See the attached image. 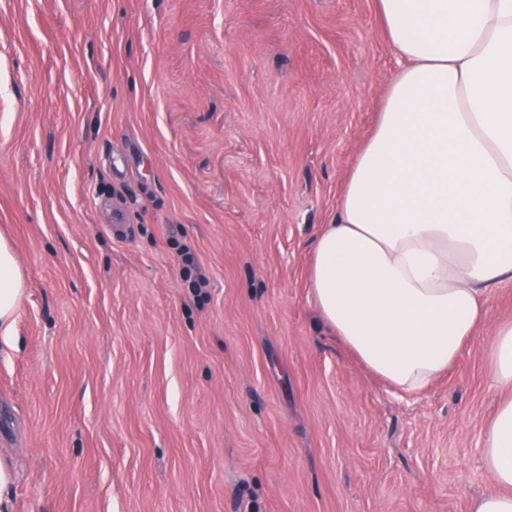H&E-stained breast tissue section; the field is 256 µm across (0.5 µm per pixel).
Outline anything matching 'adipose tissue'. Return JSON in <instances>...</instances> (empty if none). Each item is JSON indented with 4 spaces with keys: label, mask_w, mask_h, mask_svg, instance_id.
Listing matches in <instances>:
<instances>
[{
    "label": "adipose tissue",
    "mask_w": 512,
    "mask_h": 512,
    "mask_svg": "<svg viewBox=\"0 0 512 512\" xmlns=\"http://www.w3.org/2000/svg\"><path fill=\"white\" fill-rule=\"evenodd\" d=\"M402 67L315 238L322 326L375 375L415 391L477 340L512 281V0H376ZM24 274L0 236V334ZM488 343L502 393L483 435L497 486L470 512H512V325Z\"/></svg>",
    "instance_id": "adipose-tissue-1"
}]
</instances>
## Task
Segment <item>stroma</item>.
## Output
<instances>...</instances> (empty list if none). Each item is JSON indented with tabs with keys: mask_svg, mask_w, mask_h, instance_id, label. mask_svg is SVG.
<instances>
[{
	"mask_svg": "<svg viewBox=\"0 0 512 512\" xmlns=\"http://www.w3.org/2000/svg\"><path fill=\"white\" fill-rule=\"evenodd\" d=\"M398 68L375 0H0V236L27 288L0 336L11 512H469L493 491L487 343L402 392L308 294Z\"/></svg>",
	"mask_w": 512,
	"mask_h": 512,
	"instance_id": "stroma-1",
	"label": "stroma"
}]
</instances>
